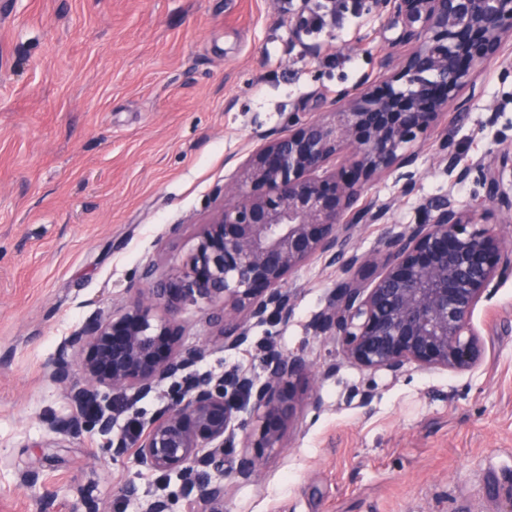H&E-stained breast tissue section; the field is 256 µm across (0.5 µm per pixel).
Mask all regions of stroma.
Here are the masks:
<instances>
[{
    "mask_svg": "<svg viewBox=\"0 0 512 512\" xmlns=\"http://www.w3.org/2000/svg\"><path fill=\"white\" fill-rule=\"evenodd\" d=\"M296 18L282 0H0V512H140L156 494L190 512L178 475L112 460L102 437L71 429L76 408L46 369L62 341L138 296L145 267L161 277L177 266L261 135L373 82L397 35L372 9L304 39ZM504 139L512 73L495 63L448 150L472 165ZM412 150V194L394 173L368 184L366 199L387 214L358 226V251L441 196L476 205V183H453L437 144ZM340 276L319 259L299 268L291 319L252 326L236 350L214 346L207 310L180 313L182 347L212 346L196 372L259 374L271 350L303 352L315 370L295 383L284 448L266 455L257 481L236 477L237 450L225 455L224 512H459L462 502L512 512V275L473 313L485 346L476 368L412 365L396 380L314 334ZM370 386L366 407L355 393Z\"/></svg>",
    "mask_w": 512,
    "mask_h": 512,
    "instance_id": "obj_1",
    "label": "stroma"
}]
</instances>
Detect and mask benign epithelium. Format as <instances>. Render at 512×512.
<instances>
[{
	"mask_svg": "<svg viewBox=\"0 0 512 512\" xmlns=\"http://www.w3.org/2000/svg\"><path fill=\"white\" fill-rule=\"evenodd\" d=\"M400 29L380 61L379 86L343 90L330 111L288 120V133L270 138L241 164L237 179L220 189L221 204L177 267L121 313L97 318L58 349L50 379L76 408L105 391L134 409L149 396L166 399L148 421L134 451L150 472H176L198 488L192 512H224V481H200V460L217 472L224 452L241 436L235 473L260 474L267 452L282 448L295 416V382L313 375L302 353H267L263 374L192 376L208 348L177 344L186 303L220 312L221 346L237 349L250 328L287 321L293 297L288 278L314 259L341 263L342 278L330 291L311 328L339 343L343 357L371 372L398 379L410 364L463 373L484 357L472 318L491 283L512 274V251L485 227L490 214L512 222V191L503 175L512 166V143H500L493 159L458 167L439 147L448 175L475 176L480 203L460 207L446 195L423 207L421 219L387 231L372 253L352 243L360 224H376L385 210L361 205L364 181L400 171L402 193L414 190L415 154L407 146L431 138L439 120L465 111L461 93L475 87L482 68L505 62L512 49V0H371ZM375 275L372 286L362 281ZM160 307L159 317L151 314ZM244 317H239L240 313ZM80 351L83 379L72 377L70 358ZM73 423L105 438L114 459L129 454L113 435L110 402ZM175 497L141 502V512H173Z\"/></svg>",
	"mask_w": 512,
	"mask_h": 512,
	"instance_id": "obj_1",
	"label": "benign epithelium"
}]
</instances>
